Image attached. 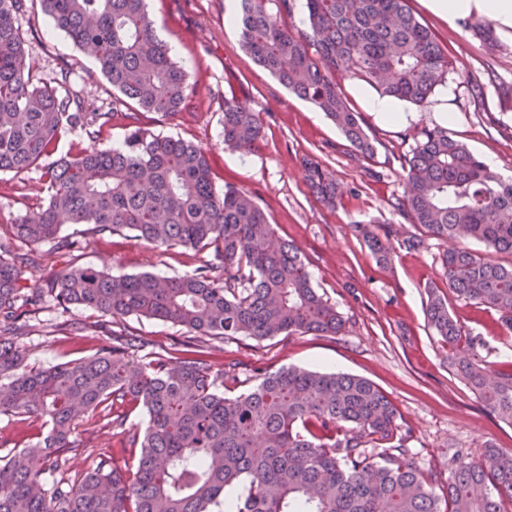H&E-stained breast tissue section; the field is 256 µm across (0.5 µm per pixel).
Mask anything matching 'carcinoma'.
Segmentation results:
<instances>
[{
    "label": "carcinoma",
    "mask_w": 512,
    "mask_h": 512,
    "mask_svg": "<svg viewBox=\"0 0 512 512\" xmlns=\"http://www.w3.org/2000/svg\"><path fill=\"white\" fill-rule=\"evenodd\" d=\"M37 2L75 47L92 50L121 94L111 109L87 112L78 95L29 78L19 17ZM295 2L238 0L241 46L324 112L357 157L371 158L375 139L336 73L421 106L445 83L448 57L406 0H304L306 27L293 32L283 18ZM466 28L496 45L489 21L471 19ZM192 93L188 73L154 34L146 0H0V172L40 167L47 181L43 205L0 237V419L39 428L36 441L0 459V512H503V500L512 499V453L488 446L478 461L453 455L436 490V476L407 460L393 404L356 375L237 363L216 369L206 352L146 359L139 355L145 341L117 334L91 356L28 364L21 308L47 303L89 309L112 324L131 316L169 321L194 341L342 332V315L253 197L231 185L216 191L206 149L140 125L139 112L173 116ZM131 103L137 111H122ZM116 118L127 126L123 147L53 158L64 132L96 138ZM262 138L258 113L224 98V146L252 151ZM414 140L402 162L407 190L398 211L433 237L461 243L445 257L448 288L497 311L512 330V263L467 246L475 241L512 255V181L445 126H425ZM305 168L317 198L336 205L341 190L333 173L311 160ZM66 224L132 231L156 247L211 249L213 259L167 278L74 265L46 287L28 289L26 271L36 261L17 244L74 249L77 242L60 235ZM357 231L385 268L394 262L393 240L422 245L396 224ZM425 313L448 343L456 375L512 424V369L487 365L482 337L465 329L435 285ZM226 382L249 388L227 397ZM130 405L145 409L144 428L126 427ZM97 411L100 429H120L140 449L135 471L114 468L112 449L78 440L79 421ZM78 450L87 452V467L72 479L68 454Z\"/></svg>",
    "instance_id": "1"
}]
</instances>
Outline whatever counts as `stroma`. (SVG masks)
Returning a JSON list of instances; mask_svg holds the SVG:
<instances>
[{
  "mask_svg": "<svg viewBox=\"0 0 512 512\" xmlns=\"http://www.w3.org/2000/svg\"><path fill=\"white\" fill-rule=\"evenodd\" d=\"M412 13L434 33L448 56L447 84L451 97L435 90L428 104H406L405 120L383 122L367 108L368 93L341 80L351 108L360 112L377 150L372 159L355 160L336 126L314 105L289 92L256 65L240 44L237 27L227 25L237 0H147L157 33L171 46L175 61L187 71L194 87L188 109L165 117L144 113L142 122L165 136L210 148L216 188L227 185L248 191L264 208L277 233L300 249L313 283L345 320L335 336L295 333L266 340L248 337L205 341L214 361L274 371L296 366L344 372L373 382L397 412L409 460L420 471L448 476V457L459 453L480 457L487 445L512 451V425L502 421L455 375L447 344L429 327L425 315L427 287L443 289L448 306L467 328L484 339L481 354L496 369L512 363V333L501 327L496 311L467 302L449 291L443 260L455 243L432 237L420 226L413 232L424 244L399 249L391 268L380 267L362 237L358 222L402 223L396 204L405 191L400 156L410 154L417 128L437 124L439 112L451 109L452 138L479 156H494L496 172L512 178V43L488 47L465 26L448 23L427 10L421 0H407ZM34 83L52 84L61 65L70 68L71 92L93 112L111 107V85L89 59L55 30L40 7L19 20ZM484 84V98H473L471 81ZM236 96L259 112L263 140L255 152L243 154L224 147V99ZM311 159L334 172L343 196L335 207L319 203L303 168ZM44 192L42 170L19 175L0 173V236L22 215L39 207ZM63 234L79 243L65 256L51 244L36 247L41 270L28 285L41 288L52 272L68 262L93 265L119 276L150 271L180 276L212 257L211 251L157 248L132 233H88L84 226L65 225ZM33 326L25 340L30 365L59 364L95 353L110 344L113 334L138 336L148 351L169 358L183 355L186 331L157 319L129 317L108 327L90 310L62 312L53 306L31 313ZM81 330H74V323Z\"/></svg>",
  "mask_w": 512,
  "mask_h": 512,
  "instance_id": "obj_1",
  "label": "stroma"
}]
</instances>
